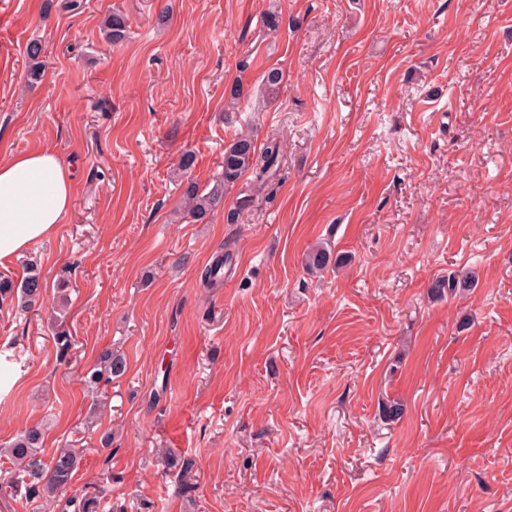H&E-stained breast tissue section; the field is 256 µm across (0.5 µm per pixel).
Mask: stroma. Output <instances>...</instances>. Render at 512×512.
<instances>
[{"label":"stroma","instance_id":"stroma-1","mask_svg":"<svg viewBox=\"0 0 512 512\" xmlns=\"http://www.w3.org/2000/svg\"><path fill=\"white\" fill-rule=\"evenodd\" d=\"M272 133V203L241 209L245 175L186 217L185 153L209 188L237 137ZM40 149L73 203L0 267L46 279L41 309L0 305V447L40 424L43 459L82 462L0 512H512V0H0V159ZM324 239L351 260L315 276ZM462 269L470 293L431 294ZM105 347L127 370L93 388ZM162 451L193 460V507Z\"/></svg>","mask_w":512,"mask_h":512}]
</instances>
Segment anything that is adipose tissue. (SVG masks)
Instances as JSON below:
<instances>
[{"mask_svg":"<svg viewBox=\"0 0 512 512\" xmlns=\"http://www.w3.org/2000/svg\"><path fill=\"white\" fill-rule=\"evenodd\" d=\"M73 182L52 151L0 160V266L50 237L68 213Z\"/></svg>","mask_w":512,"mask_h":512,"instance_id":"adipose-tissue-1","label":"adipose tissue"}]
</instances>
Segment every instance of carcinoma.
<instances>
[{
    "mask_svg": "<svg viewBox=\"0 0 512 512\" xmlns=\"http://www.w3.org/2000/svg\"><path fill=\"white\" fill-rule=\"evenodd\" d=\"M107 39L112 43L122 41L126 36L127 22L123 14L113 12L105 22ZM28 76L37 79L41 76L40 57L41 45L32 42L27 46ZM250 174L251 182L259 191L265 193L264 200L274 198L277 189L288 177L287 159L280 138L271 134L267 136L264 147L257 149L254 138L241 136L228 148L224 149L221 177L207 192L199 190L192 179H187L182 194L185 211L196 223L207 221L221 204L224 203V188L239 180L244 174ZM347 258L334 252L331 243L322 242L311 248L305 256V268L311 273H321L330 267L335 269L345 266ZM477 286L476 276L466 272L450 271L448 275L436 278L430 285L431 291L437 295H448L450 298L462 296ZM46 288L40 271L32 263L26 275L19 282L9 278H0V300L9 301L17 308L26 311L34 308L41 299ZM99 364L104 372L95 371L91 381L97 382L102 374L108 378H119L126 372L123 358L110 349H105L99 357ZM45 433L40 425H34L19 434L7 447L0 448V458H5L15 471L31 478L26 486L25 501L37 502L55 498L71 482L80 466L81 455L74 448L57 450L49 461L39 456ZM165 468L181 478V493L186 494L194 489L187 482L192 470L190 459L168 455L164 458Z\"/></svg>",
    "mask_w": 512,
    "mask_h": 512,
    "instance_id": "1",
    "label": "carcinoma"
}]
</instances>
